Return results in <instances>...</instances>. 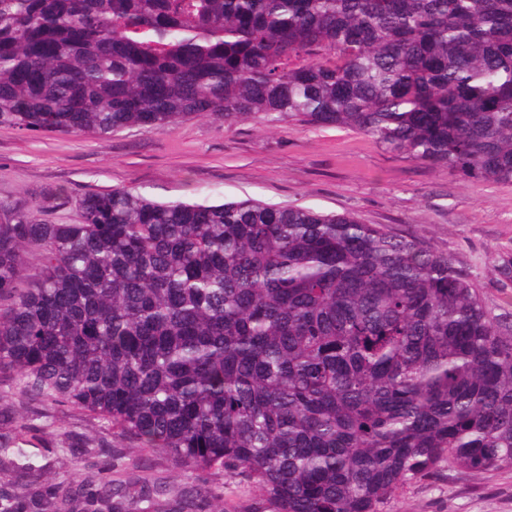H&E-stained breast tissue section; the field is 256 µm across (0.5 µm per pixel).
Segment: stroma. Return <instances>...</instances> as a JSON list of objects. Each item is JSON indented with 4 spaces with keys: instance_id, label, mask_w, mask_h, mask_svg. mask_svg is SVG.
<instances>
[{
    "instance_id": "obj_1",
    "label": "stroma",
    "mask_w": 512,
    "mask_h": 512,
    "mask_svg": "<svg viewBox=\"0 0 512 512\" xmlns=\"http://www.w3.org/2000/svg\"><path fill=\"white\" fill-rule=\"evenodd\" d=\"M129 189L157 201L256 200L349 215L415 237L468 274L482 305L512 329V185L474 183L447 168L391 152L348 128L297 120L210 117L176 128L130 126L99 135L22 131L0 126V204L39 220L79 221L89 192ZM35 465L66 472L50 484L12 465L14 448ZM274 512L246 477L198 471L145 448L98 414L20 393L0 373V512ZM382 512H512V468L469 473L441 466L405 485Z\"/></svg>"
}]
</instances>
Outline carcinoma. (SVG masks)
I'll list each match as a JSON object with an SVG mask.
<instances>
[{"mask_svg":"<svg viewBox=\"0 0 512 512\" xmlns=\"http://www.w3.org/2000/svg\"><path fill=\"white\" fill-rule=\"evenodd\" d=\"M351 128L512 183V0H0V125ZM0 217V373L278 512L512 467V332L448 256L257 201L87 193ZM36 252L42 276L19 287Z\"/></svg>","mask_w":512,"mask_h":512,"instance_id":"carcinoma-1","label":"carcinoma"}]
</instances>
